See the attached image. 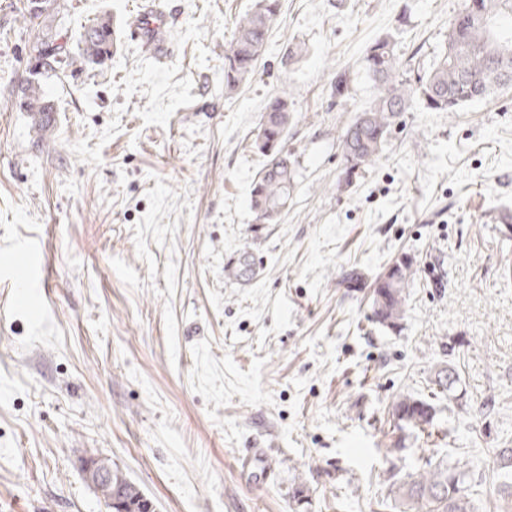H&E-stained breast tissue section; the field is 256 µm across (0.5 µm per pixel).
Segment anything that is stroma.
I'll use <instances>...</instances> for the list:
<instances>
[{"label":"stroma","mask_w":512,"mask_h":512,"mask_svg":"<svg viewBox=\"0 0 512 512\" xmlns=\"http://www.w3.org/2000/svg\"><path fill=\"white\" fill-rule=\"evenodd\" d=\"M140 2L57 0L34 26L27 0H0V512H107L89 457L156 512H399L390 469L442 456L477 481L479 512H500L512 87L402 113L379 159L342 181L344 128L376 94L366 47L390 35L428 66L465 0H282L255 77L231 93L224 50L254 0H163L177 20L162 65L128 35ZM101 18L116 51L44 83L57 121L38 131L19 97L33 42ZM296 40L310 53L285 65ZM284 87L296 189L279 223L258 224L250 137ZM33 248L46 270L18 274ZM245 253L257 267L234 277ZM404 253L418 272L392 331L370 295ZM448 364L461 381L434 398L439 442L407 432L387 455L393 400L430 397Z\"/></svg>","instance_id":"obj_1"}]
</instances>
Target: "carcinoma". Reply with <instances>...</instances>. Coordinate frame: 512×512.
<instances>
[{
    "label": "carcinoma",
    "mask_w": 512,
    "mask_h": 512,
    "mask_svg": "<svg viewBox=\"0 0 512 512\" xmlns=\"http://www.w3.org/2000/svg\"><path fill=\"white\" fill-rule=\"evenodd\" d=\"M280 10V0H256L253 10L235 21L234 37L224 50L226 92L236 91L255 76ZM113 48L108 19L96 20L84 28L76 52L67 40L59 45L40 39L33 46L39 75L46 78L57 76L63 62L102 65L111 58ZM364 65L378 86V94L344 129L341 153L348 177L378 158L401 113L418 104L453 113L512 83V0H467L463 11L448 26V39L439 59L427 70L412 69L390 36L367 46ZM20 93L21 103L34 115L54 111L40 84L28 82ZM293 112L291 93H275L267 100L253 133L252 147L266 158L250 190V208L257 224L276 223L295 189V163L285 150ZM416 274L413 258L403 256L377 279L372 297L376 323L389 330L400 327L406 290ZM459 382L457 369L448 365L437 372L432 397L398 396L392 405L393 428L432 436L437 413L433 397L448 394ZM496 471L504 478L499 485L500 499L512 502V448L497 450ZM467 478V472L446 457L429 459L421 469L402 476L389 471L390 492L403 506V512H476Z\"/></svg>",
    "instance_id": "obj_1"
}]
</instances>
